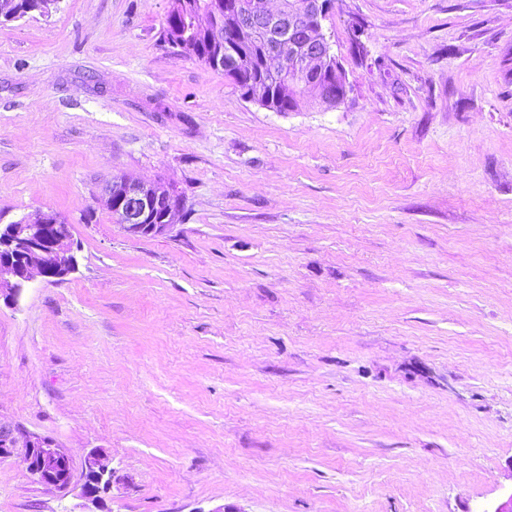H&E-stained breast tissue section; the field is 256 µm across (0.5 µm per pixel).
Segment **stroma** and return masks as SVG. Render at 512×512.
<instances>
[{"label":"stroma","instance_id":"obj_1","mask_svg":"<svg viewBox=\"0 0 512 512\" xmlns=\"http://www.w3.org/2000/svg\"><path fill=\"white\" fill-rule=\"evenodd\" d=\"M170 0L0 23V224L76 270L0 302V512H479L512 496V0H333L351 90L243 99L162 40ZM118 175L184 212L134 237ZM21 455L30 474L38 482L66 490L70 484L69 457L55 449L44 437L0 426V461ZM112 481V469L102 462L98 455L90 456L86 481L82 487V496L93 505L99 504V494L96 487L102 482Z\"/></svg>","mask_w":512,"mask_h":512}]
</instances>
